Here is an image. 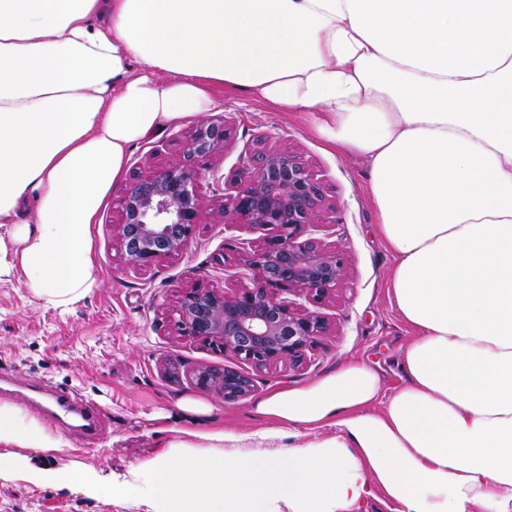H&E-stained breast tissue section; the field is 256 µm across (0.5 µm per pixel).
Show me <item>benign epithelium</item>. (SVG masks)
<instances>
[{"label":"benign epithelium","mask_w":512,"mask_h":512,"mask_svg":"<svg viewBox=\"0 0 512 512\" xmlns=\"http://www.w3.org/2000/svg\"><path fill=\"white\" fill-rule=\"evenodd\" d=\"M231 135L225 124H196L180 158L137 176L123 199L121 220L113 225L127 259L148 268L182 254L206 212L203 183H224L218 208L222 223L266 231L257 248L241 254L245 285L182 288L173 312L184 336L230 352L254 370L297 364L328 321L288 299L302 293L320 303L343 276V261L304 238L324 223L326 199L312 170L285 145L262 137L239 157L225 177L200 162ZM195 385L233 403L249 396L253 378L233 368H203Z\"/></svg>","instance_id":"7a95c632"}]
</instances>
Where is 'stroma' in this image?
Returning <instances> with one entry per match:
<instances>
[{
    "instance_id": "1",
    "label": "stroma",
    "mask_w": 512,
    "mask_h": 512,
    "mask_svg": "<svg viewBox=\"0 0 512 512\" xmlns=\"http://www.w3.org/2000/svg\"><path fill=\"white\" fill-rule=\"evenodd\" d=\"M220 95L223 107L207 117L226 121L232 135L225 149L205 159L206 167L231 175L239 155L269 135L312 169L333 206L329 224L313 236L326 251L343 255L344 275L322 302L299 298L304 308L328 319L329 331L300 364L253 372L255 388L238 402H224L195 386L191 377L197 369L237 368L241 362L178 333L172 311L177 292L194 284L220 288L235 280L244 247L258 244L264 232L211 219L198 226L179 256L146 270L126 260L113 226L120 221L132 173L178 158L193 127L189 120L168 125L132 149L127 176L113 187L98 215L92 231L95 284L83 299L49 306L18 274L0 278V375L11 380L0 394L18 405L29 393L47 409L55 393L66 392L93 406L100 419L91 436L50 422L67 442L60 450L0 446V458L13 464L0 475V512H147L138 499H112L107 488L155 457L169 428L196 430L211 417L229 430H253L252 406L258 399L280 386L312 382L350 358L376 368L384 393L401 386L397 360L412 331L390 299L394 259L375 233L378 217L369 198L366 163L328 148L314 132L310 113L282 112L239 91L224 89ZM187 403L198 405V412L184 411ZM33 465L87 469L95 483L73 488L36 481L29 476Z\"/></svg>"
}]
</instances>
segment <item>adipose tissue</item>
Masks as SVG:
<instances>
[{"instance_id":"obj_1","label":"adipose tissue","mask_w":512,"mask_h":512,"mask_svg":"<svg viewBox=\"0 0 512 512\" xmlns=\"http://www.w3.org/2000/svg\"><path fill=\"white\" fill-rule=\"evenodd\" d=\"M231 88L362 158L413 335L382 396L353 359L172 438L109 491L150 512H512V0H0V276L95 283L131 146ZM62 438L0 403V445Z\"/></svg>"}]
</instances>
